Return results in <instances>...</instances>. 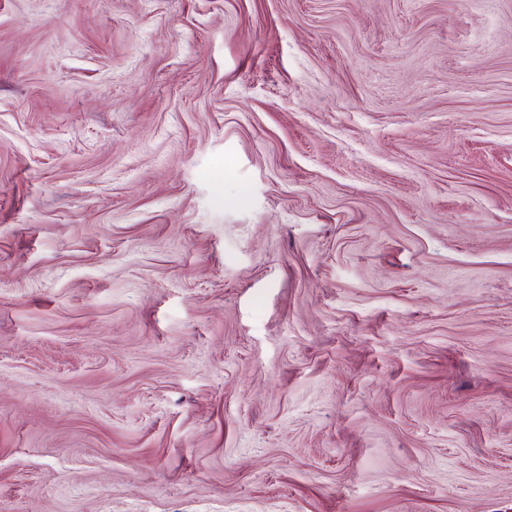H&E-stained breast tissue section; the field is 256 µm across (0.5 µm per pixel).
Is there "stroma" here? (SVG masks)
<instances>
[{
	"instance_id": "35a3bbf8",
	"label": "stroma",
	"mask_w": 512,
	"mask_h": 512,
	"mask_svg": "<svg viewBox=\"0 0 512 512\" xmlns=\"http://www.w3.org/2000/svg\"><path fill=\"white\" fill-rule=\"evenodd\" d=\"M0 512H512V0H0Z\"/></svg>"
}]
</instances>
